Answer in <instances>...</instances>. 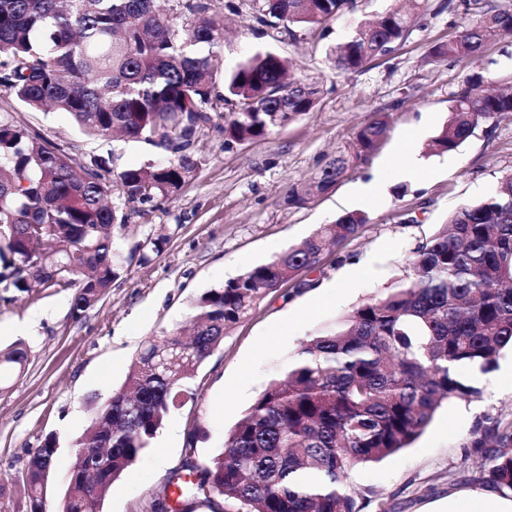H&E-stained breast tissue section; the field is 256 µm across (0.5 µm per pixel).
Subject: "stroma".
Masks as SVG:
<instances>
[{"mask_svg": "<svg viewBox=\"0 0 512 512\" xmlns=\"http://www.w3.org/2000/svg\"><path fill=\"white\" fill-rule=\"evenodd\" d=\"M447 2L431 0L430 11L391 53L341 75L327 59L329 48L398 0H356L326 33L265 26L247 0H214L226 27L223 45L214 50L216 83L268 48L290 58L295 75L318 82L324 94L311 111L261 141L228 148L217 132H201L193 147L197 167L181 189L136 206L113 230L123 269L84 313H73L69 288H37L0 301V345L22 340L30 347L25 372L0 393V483L11 493L6 512H26L22 472L49 436L56 454L46 512H60L74 443L95 408L123 386L145 343L188 328L200 295L270 261L338 215L364 211L368 221L357 237L330 248L320 268L288 281L227 333L199 367L194 396L171 411L150 447L97 506L98 512H141L187 455L203 464L222 448L257 396L285 374L303 341L402 284L414 250L449 214L480 201L512 173V117L489 131L478 128L456 151L428 150L463 76L460 64L429 54L434 43L459 31L460 17ZM376 112L387 119L386 135L371 153L353 156L358 131ZM17 117L79 160L101 155L119 170L166 157L145 143L85 137L63 112L22 110ZM339 151L351 159L338 183L303 207L287 206L288 188ZM370 181L379 187L371 200L358 192ZM400 186L405 195H397ZM473 379L481 398L443 402L408 448L350 471L347 483L361 512H448L461 501L512 502V492L487 481L484 462L493 447L473 445L486 427L512 422V350Z\"/></svg>", "mask_w": 512, "mask_h": 512, "instance_id": "1", "label": "stroma"}]
</instances>
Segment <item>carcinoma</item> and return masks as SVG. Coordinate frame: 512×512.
Listing matches in <instances>:
<instances>
[{
    "label": "carcinoma",
    "mask_w": 512,
    "mask_h": 512,
    "mask_svg": "<svg viewBox=\"0 0 512 512\" xmlns=\"http://www.w3.org/2000/svg\"><path fill=\"white\" fill-rule=\"evenodd\" d=\"M157 0H0V290L73 288L84 311L119 274L110 229L123 225V206L176 194L196 161L192 146L215 127L224 145L267 138L315 107L316 82L285 83L286 62L258 51L224 77L214 93L211 54L224 40L213 0H183L161 9ZM259 21L323 25L355 0H251ZM390 10L358 27L331 50L333 67L355 73L401 42L427 0ZM468 22L431 54L463 67L448 122L432 138L434 154L455 151L482 124L512 117V93H485L495 82L475 65L495 30H512V12L484 0L448 4ZM55 110L87 136L144 142L169 153L156 165L112 172L91 155L73 162L65 147L33 134L13 114ZM231 105L229 115L220 108ZM386 131L375 115L357 146L372 150ZM341 154L284 197L301 207L336 185L347 169ZM119 191L122 203L108 201ZM367 215L349 211L320 226L302 244L203 293L193 333L148 343L124 386L96 411L75 444L83 467L71 469L61 512H92L150 447L171 410L192 395L189 383L224 335L252 314L282 283L320 265L326 247L357 236ZM512 348V174L475 205L457 209L419 246L405 282L354 308L328 330L302 343L281 379L263 390L205 464L189 451L180 470L185 493L224 499V512H360L347 484L353 468L407 447L450 398L481 390L464 371L487 373ZM28 361L22 343L0 348V392ZM493 442L489 481L512 491V422L495 424L475 444ZM52 437L29 456L22 480L27 512H45L42 469Z\"/></svg>",
    "instance_id": "1"
}]
</instances>
